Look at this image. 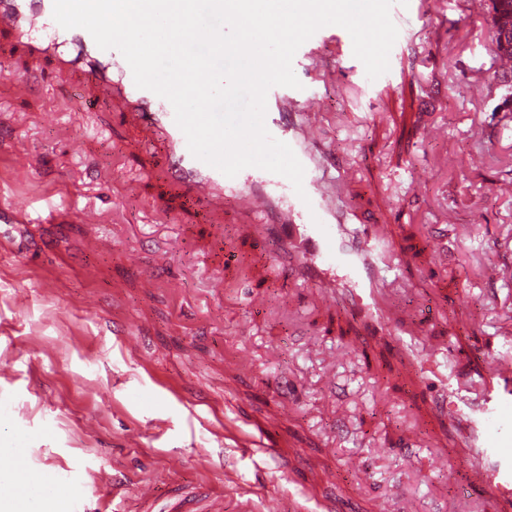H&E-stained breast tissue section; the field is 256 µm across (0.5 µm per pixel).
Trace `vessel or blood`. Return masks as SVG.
Returning a JSON list of instances; mask_svg holds the SVG:
<instances>
[{"instance_id":"vessel-or-blood-1","label":"vessel or blood","mask_w":512,"mask_h":512,"mask_svg":"<svg viewBox=\"0 0 512 512\" xmlns=\"http://www.w3.org/2000/svg\"><path fill=\"white\" fill-rule=\"evenodd\" d=\"M0 33L20 43L32 65L49 61L62 75L83 72L134 129L133 146L158 151L160 165L146 180L160 188L150 206L166 223H179L184 210L202 207V223L216 229L215 250L232 262L236 255L225 250L223 233L224 210L232 208L246 220L242 232L274 240L277 254L264 267L269 276L311 283L323 306L347 304L366 336L392 343L409 368L436 365L466 419L470 455L459 467L467 482L480 487L493 504L512 495V351L492 355L469 386L461 362L449 357L447 346L418 347L415 329L393 321L377 288L394 243L390 230L354 217L352 207L327 189V169L315 151L317 123L298 125L286 119L284 105L313 112L316 97L282 86L267 93L266 127L292 148L305 170L299 195L287 178L266 170L249 167L229 178L196 159L171 103L137 88L118 50L100 49L85 29L60 27L53 19V0H0ZM172 196L178 197L180 207L169 205Z\"/></svg>"}]
</instances>
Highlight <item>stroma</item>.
Returning <instances> with one entry per match:
<instances>
[{
	"label": "stroma",
	"mask_w": 512,
	"mask_h": 512,
	"mask_svg": "<svg viewBox=\"0 0 512 512\" xmlns=\"http://www.w3.org/2000/svg\"><path fill=\"white\" fill-rule=\"evenodd\" d=\"M403 13L379 78L339 26L320 30L335 51L296 76L321 98V146L349 175L342 197L397 230L391 310L430 344L456 329L467 354L512 331V278L480 280L512 267V114L491 0H409ZM0 60V201L61 212L0 223V471L19 454L49 471L55 512H169L179 492L223 494L224 512H383L390 498L399 512H491L448 467L437 375L411 388L345 305L220 266L193 212L167 224L149 209L156 154L124 150L132 130L81 74L44 66L22 95L26 58L1 33ZM19 150L32 169L16 167ZM256 290L267 308L245 306Z\"/></svg>",
	"instance_id": "35a3bbf8"
}]
</instances>
